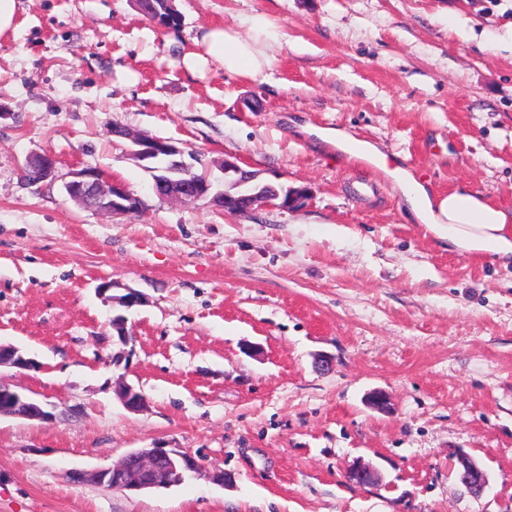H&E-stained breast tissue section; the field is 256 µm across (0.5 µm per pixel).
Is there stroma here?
I'll use <instances>...</instances> for the list:
<instances>
[{"instance_id":"obj_1","label":"stroma","mask_w":512,"mask_h":512,"mask_svg":"<svg viewBox=\"0 0 512 512\" xmlns=\"http://www.w3.org/2000/svg\"><path fill=\"white\" fill-rule=\"evenodd\" d=\"M175 4L164 28L133 0H20L0 36V343L36 363L0 381L52 413L0 418V512H512V266L445 249L385 170L316 136L345 130L428 190L465 182L511 210L512 0ZM256 13L265 77L185 67L208 27ZM116 125L171 141L214 190L234 157L307 199L248 216L161 201ZM36 153L54 181L25 180ZM81 168L141 210L77 206ZM107 281L144 298L126 345ZM157 444L201 469L134 495L70 477ZM463 456L482 494L457 479ZM359 463L373 484L349 481ZM115 392L118 394V398L123 403L124 407L131 412L142 411L146 405V399L144 395L137 391L134 386L120 382L115 385ZM460 459L464 462V475L461 482L475 493L482 492L487 486L486 473L473 460L467 457H461Z\"/></svg>"}]
</instances>
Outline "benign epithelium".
<instances>
[{
  "label": "benign epithelium",
  "mask_w": 512,
  "mask_h": 512,
  "mask_svg": "<svg viewBox=\"0 0 512 512\" xmlns=\"http://www.w3.org/2000/svg\"><path fill=\"white\" fill-rule=\"evenodd\" d=\"M114 135L130 140L131 157L135 161L149 162L152 164L150 170L159 172V177L153 180V191L160 199L186 204L210 193L209 183L197 182L189 169L176 160L180 150L175 145L168 141L135 134L122 126L114 129ZM221 170L224 177L231 179L238 186L247 185L256 178V174L241 167L235 158H224ZM64 188L69 198L84 203L90 210L112 215H130L141 208V200L131 193L125 184L107 179L92 169L72 171L70 180L65 183ZM215 198L224 211L246 216L262 207L296 208L305 200L304 194L299 191L270 183L247 196L218 193ZM107 301L120 307L131 308L141 304L142 297L130 289L119 296H108ZM1 367L27 370L35 367V362L26 357L19 348L0 344ZM115 392L124 407L131 412H139L146 405L144 395L126 382L116 384ZM1 416L47 419L50 413L38 402L0 383ZM462 462V483L475 493L482 492L487 486L486 473L467 457L462 458ZM198 470L200 464L191 454L176 448L154 445L135 449L110 467L80 471L74 474V478L78 481L88 478L100 487L110 486L120 493H127L170 486L181 479L185 472Z\"/></svg>",
  "instance_id": "1"
}]
</instances>
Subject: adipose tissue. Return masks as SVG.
Returning <instances> with one entry per match:
<instances>
[{
    "instance_id": "obj_1",
    "label": "adipose tissue",
    "mask_w": 512,
    "mask_h": 512,
    "mask_svg": "<svg viewBox=\"0 0 512 512\" xmlns=\"http://www.w3.org/2000/svg\"><path fill=\"white\" fill-rule=\"evenodd\" d=\"M266 15L253 14L234 27H215L203 37L205 53L223 66L225 73L258 78L270 69L272 58L256 40L266 32ZM407 210L449 250L466 256L512 262V212L491 203L481 193L460 185L448 194L429 193L407 169H392Z\"/></svg>"
}]
</instances>
